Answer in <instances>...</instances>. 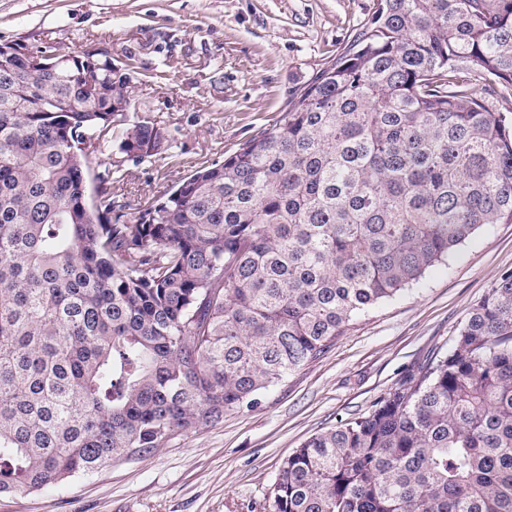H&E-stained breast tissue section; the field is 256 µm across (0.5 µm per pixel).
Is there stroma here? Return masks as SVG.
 Here are the masks:
<instances>
[{"instance_id":"stroma-1","label":"stroma","mask_w":512,"mask_h":512,"mask_svg":"<svg viewBox=\"0 0 512 512\" xmlns=\"http://www.w3.org/2000/svg\"><path fill=\"white\" fill-rule=\"evenodd\" d=\"M375 0H0V43L133 58L128 123L167 134L136 164L102 143L90 193L111 169L118 211L146 203L270 127L374 10ZM512 270V224L468 240L422 287L357 320L319 361L270 389L260 407L177 435L40 491L0 494V512H271L282 461L310 436L367 411L403 373L446 353L470 306Z\"/></svg>"}]
</instances>
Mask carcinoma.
Wrapping results in <instances>:
<instances>
[{
    "instance_id": "1",
    "label": "carcinoma",
    "mask_w": 512,
    "mask_h": 512,
    "mask_svg": "<svg viewBox=\"0 0 512 512\" xmlns=\"http://www.w3.org/2000/svg\"><path fill=\"white\" fill-rule=\"evenodd\" d=\"M0 43V493L254 409L479 230L512 223V0H376L275 124L127 221L87 143L130 95L108 53ZM162 129L124 127L120 153ZM272 512H512V271L452 348L286 458Z\"/></svg>"
}]
</instances>
